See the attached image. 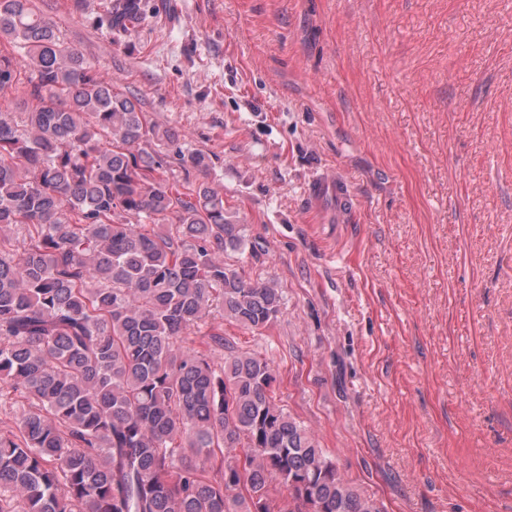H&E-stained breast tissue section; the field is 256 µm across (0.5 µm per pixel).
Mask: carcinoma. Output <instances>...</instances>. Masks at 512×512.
<instances>
[{
  "mask_svg": "<svg viewBox=\"0 0 512 512\" xmlns=\"http://www.w3.org/2000/svg\"><path fill=\"white\" fill-rule=\"evenodd\" d=\"M142 17L139 0L105 13L116 32ZM3 39L26 55L0 51V99L37 105L22 125L0 105V237L28 228L0 255V385L29 403L0 430V512H381L278 405L265 355L217 369L187 346L215 302L251 332L282 305L224 266L245 240L223 194L169 180L210 156L148 125L33 0H0Z\"/></svg>",
  "mask_w": 512,
  "mask_h": 512,
  "instance_id": "cac0c4a2",
  "label": "carcinoma"
}]
</instances>
